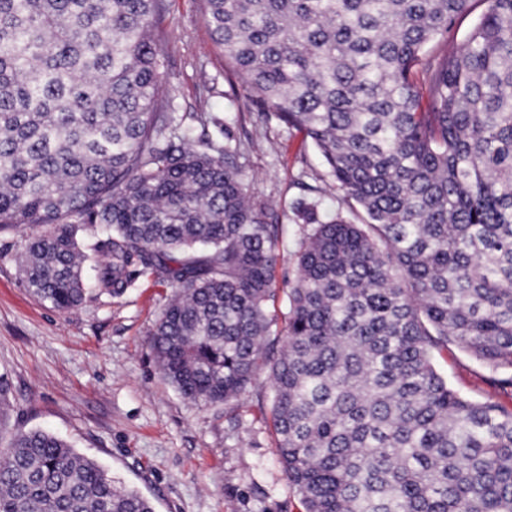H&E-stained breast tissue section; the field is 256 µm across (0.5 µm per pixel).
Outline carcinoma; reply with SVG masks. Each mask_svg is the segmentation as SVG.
<instances>
[{"label":"carcinoma","instance_id":"obj_1","mask_svg":"<svg viewBox=\"0 0 512 512\" xmlns=\"http://www.w3.org/2000/svg\"><path fill=\"white\" fill-rule=\"evenodd\" d=\"M246 90L318 150L366 219L298 203L306 233L271 366L276 454L303 512H512V408L438 373L453 344L512 388V0L435 60L470 0H204ZM168 0H0V233L41 301L140 277L172 289L150 333L196 404L254 380L281 214L241 143L176 115ZM197 138L198 145L190 143ZM93 234L95 241L86 243ZM0 512H154L44 430L0 435Z\"/></svg>","mask_w":512,"mask_h":512}]
</instances>
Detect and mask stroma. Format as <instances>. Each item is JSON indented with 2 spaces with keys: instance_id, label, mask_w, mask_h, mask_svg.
I'll return each instance as SVG.
<instances>
[{
  "instance_id": "stroma-1",
  "label": "stroma",
  "mask_w": 512,
  "mask_h": 512,
  "mask_svg": "<svg viewBox=\"0 0 512 512\" xmlns=\"http://www.w3.org/2000/svg\"><path fill=\"white\" fill-rule=\"evenodd\" d=\"M204 0H170L160 24L167 72L164 91L179 113L209 112L229 124L245 152L250 192L283 215L273 320L256 377L237 399L196 406L157 372L149 334L169 288L138 279L119 297L89 294L60 312L26 288L18 255L25 236L0 235V382L9 406L6 431L47 430L148 498L155 512H301L299 495L276 456L270 416V366L282 352L288 323V282L302 228L298 202L350 213L318 153L275 110L250 98L214 44L203 20ZM472 0L445 38L425 56L461 46L485 12ZM449 385L482 401L511 404L490 382L489 368L456 346L435 353Z\"/></svg>"
}]
</instances>
